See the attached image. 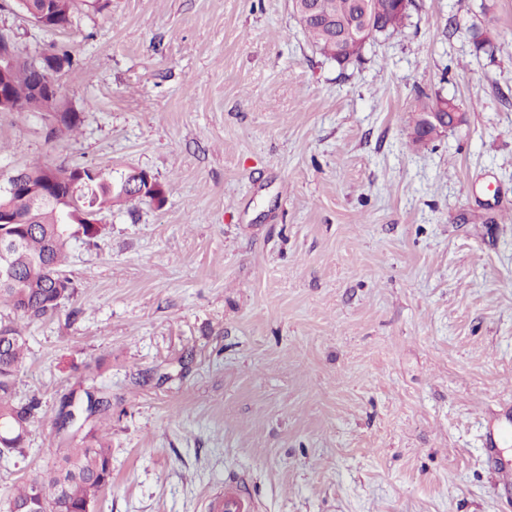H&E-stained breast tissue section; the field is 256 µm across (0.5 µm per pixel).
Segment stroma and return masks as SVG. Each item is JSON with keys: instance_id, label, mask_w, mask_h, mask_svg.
I'll return each mask as SVG.
<instances>
[{"instance_id": "1", "label": "stroma", "mask_w": 512, "mask_h": 512, "mask_svg": "<svg viewBox=\"0 0 512 512\" xmlns=\"http://www.w3.org/2000/svg\"><path fill=\"white\" fill-rule=\"evenodd\" d=\"M23 58L48 49L75 133L0 112L14 169L147 172L162 201L68 244L75 294L21 323L38 399L0 496L73 445L53 420L86 372L112 400L99 512H209L236 481L257 512H512V0H413L345 65L291 0H76L61 30L0 0ZM489 39L476 49V36ZM421 96L461 126L424 146ZM499 434L496 429L488 428L485 432L483 452L486 460L494 465L495 485L504 489L512 487V467L498 465L496 459V446L498 445Z\"/></svg>"}]
</instances>
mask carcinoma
Segmentation results:
<instances>
[{
	"instance_id": "obj_1",
	"label": "carcinoma",
	"mask_w": 512,
	"mask_h": 512,
	"mask_svg": "<svg viewBox=\"0 0 512 512\" xmlns=\"http://www.w3.org/2000/svg\"><path fill=\"white\" fill-rule=\"evenodd\" d=\"M20 11L28 16L44 11V26L53 30L66 28L71 22L74 0H17ZM322 22L303 28L311 45L322 56L336 57V37L340 31L336 22L355 13L386 20V34L391 35L404 24L405 17L388 10V0H318ZM11 86V111L56 112L57 95L36 92L42 81L54 83L53 74L39 76L24 66L7 72L0 70V80ZM85 178L73 184L57 185L56 194L74 195L76 201L92 210L110 209L116 202L136 198H153L151 190L121 191L118 184L104 180L90 166H83ZM8 205L21 217L33 215L30 224H0V229L22 240V251L16 260L15 283L0 286V306L7 305L27 319L51 317L73 298L74 289L53 287L54 280L64 277L62 262L69 239L78 234L95 239L100 226L72 229L60 223L50 205L38 207L24 195L0 196V206ZM0 337L6 344L0 350V421L17 424L16 437L6 448L0 446V456L22 454L40 403L32 398L25 402L13 397L16 378L22 368L27 342L21 330L12 323H0ZM111 399L104 393L85 387L71 391L61 403L53 428L61 430L72 419L86 423L79 443L74 448H57L53 466L45 476L36 478L6 496L5 512H83L88 503H98L103 492L112 485V445L98 434L93 422L108 415Z\"/></svg>"
}]
</instances>
